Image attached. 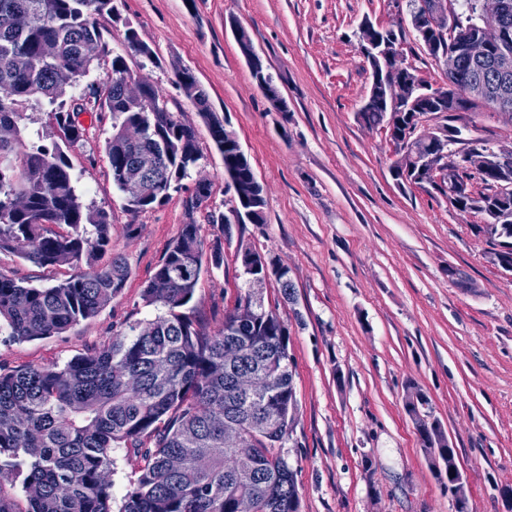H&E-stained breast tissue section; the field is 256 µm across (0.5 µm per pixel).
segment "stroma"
Instances as JSON below:
<instances>
[{
    "label": "stroma",
    "instance_id": "obj_1",
    "mask_svg": "<svg viewBox=\"0 0 512 512\" xmlns=\"http://www.w3.org/2000/svg\"><path fill=\"white\" fill-rule=\"evenodd\" d=\"M117 16L98 19L109 54L62 99L89 93L124 56L197 136L200 160L161 205L126 210L104 151L111 117L87 112L82 147L70 151L86 204L106 209L112 253L131 274L93 318L65 333L18 341L0 331V367L64 365L92 346L154 315L142 293L183 224L217 231L189 213L198 181L209 208L227 212L233 190L208 128L178 84L192 70L213 112L238 139L266 199L265 221L235 224L222 240L221 268L204 266L185 312L219 330L243 283L239 247L289 270L295 298L264 291L288 332L297 406L283 453L297 472L300 512H453L407 413L421 389L457 452L469 512H512V275L489 257L476 231L484 218L453 209L429 188L399 187L386 130L358 118L370 71L356 32L363 22L394 28L398 0H115ZM244 27L287 102L279 112L251 77L236 43ZM135 28L154 52L126 48ZM457 126L512 150V115L491 108L458 113ZM86 264L40 267L0 253V271L47 287Z\"/></svg>",
    "mask_w": 512,
    "mask_h": 512
}]
</instances>
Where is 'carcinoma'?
Segmentation results:
<instances>
[{
    "label": "carcinoma",
    "mask_w": 512,
    "mask_h": 512,
    "mask_svg": "<svg viewBox=\"0 0 512 512\" xmlns=\"http://www.w3.org/2000/svg\"><path fill=\"white\" fill-rule=\"evenodd\" d=\"M113 11V0H0V253L41 267L83 259L91 266L41 288L0 272V323L17 340L60 335L94 317L130 274L121 254L93 268L97 255L112 249L110 215L84 203L68 157L85 141L86 128L76 115L88 111L91 100H58L63 88L78 85L107 54L97 17ZM125 40L152 56L130 26ZM485 76L466 63L452 81L464 89ZM127 77L126 65L112 61L111 76L92 95L104 98L112 116L105 141L112 181L127 209L138 213L168 199L172 184L188 174L200 153L194 128L158 100L147 79H140L141 99L124 95ZM188 96L224 160V175L255 184L239 208L251 223H265L263 187L247 155L217 136L224 123L211 112L207 93L192 83ZM32 106L50 107L61 142L24 141L20 122ZM439 111L438 103L425 97L404 112L373 84L358 116L385 128L397 145L418 115ZM143 152L157 154L158 169L134 193L126 175ZM392 173L402 184L430 181L410 154ZM503 178L512 183V169L485 170L476 194L468 188L474 175L465 170L448 200L460 211L485 216L477 231L492 245L496 265L512 273V223H499L501 215L512 213V189L498 190ZM200 229L182 225L143 291L144 303L158 304L162 312L128 325L127 332L62 367L0 370V512H112L107 473L117 449L137 464L120 512H235L238 498L246 495L255 499L257 512H299L294 472L275 453L290 434L297 405L286 329L270 308L236 329L230 312L216 332L182 312L194 299L203 269ZM253 254L246 294L268 285L265 257ZM241 374L270 376V390L240 398L235 380ZM427 404L417 391L408 413L424 452L439 450L451 491L459 481L456 451L438 420L420 416ZM226 419L240 426L243 447H224ZM19 479L23 503L15 493Z\"/></svg>",
    "instance_id": "1"
}]
</instances>
